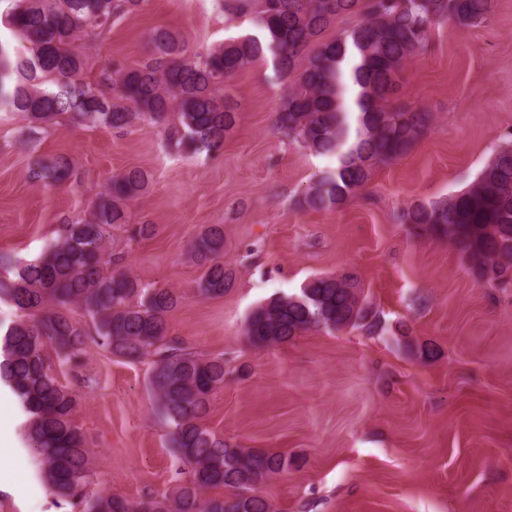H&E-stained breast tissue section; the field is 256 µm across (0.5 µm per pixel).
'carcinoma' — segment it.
Instances as JSON below:
<instances>
[{"mask_svg": "<svg viewBox=\"0 0 512 512\" xmlns=\"http://www.w3.org/2000/svg\"><path fill=\"white\" fill-rule=\"evenodd\" d=\"M144 0H13L0 24L27 43L13 54L0 40V107L19 112L27 133H43L59 116L116 131L140 124L164 128L182 151L217 153L237 123L224 82L268 61L279 83L292 82L276 112L282 137L336 159L305 196L331 210L364 189L374 171L407 155L432 122L422 107L398 102L400 72L423 50L432 24L474 26L493 0H224V11L249 15L255 32L205 52L187 51L173 31L157 28L152 57L135 68H111L87 80L84 40L99 37ZM354 24L325 40L340 20ZM74 173L65 156L37 159L31 177L48 185ZM147 175L131 169L112 179L88 215L59 226L29 261L0 254V301L23 313L0 322V384L29 420L27 440L40 457L50 493L82 512H271L260 489L288 473L291 460L232 445L201 424L224 388V357H207L172 336L168 314L179 296L133 277L114 252L117 232L129 240L155 233L129 224L127 208L145 193ZM415 234L448 238L485 286L512 275V145L496 151L470 187L415 202L395 215ZM201 269L196 291L224 295L234 278L224 265V230L210 225L190 243ZM81 311L83 321L69 315ZM378 328L376 313L350 274L310 279L295 295L276 296L249 314L245 336L257 348L310 330ZM115 356L154 358L149 392L180 469L173 490L130 501L90 488L92 451L76 424L77 398L58 369L78 364L88 342Z\"/></svg>", "mask_w": 512, "mask_h": 512, "instance_id": "cac0c4a2", "label": "carcinoma"}]
</instances>
